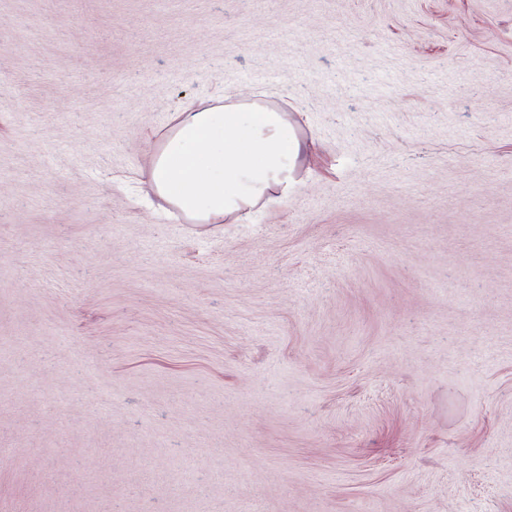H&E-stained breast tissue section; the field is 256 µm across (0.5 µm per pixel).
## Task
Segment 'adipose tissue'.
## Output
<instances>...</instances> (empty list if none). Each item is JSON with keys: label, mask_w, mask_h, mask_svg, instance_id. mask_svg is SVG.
Returning <instances> with one entry per match:
<instances>
[{"label": "adipose tissue", "mask_w": 512, "mask_h": 512, "mask_svg": "<svg viewBox=\"0 0 512 512\" xmlns=\"http://www.w3.org/2000/svg\"><path fill=\"white\" fill-rule=\"evenodd\" d=\"M302 150L284 113L228 93L223 103L178 113L149 182L192 223L244 221L270 192L294 187Z\"/></svg>", "instance_id": "obj_1"}]
</instances>
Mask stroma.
Masks as SVG:
<instances>
[{"mask_svg": "<svg viewBox=\"0 0 512 512\" xmlns=\"http://www.w3.org/2000/svg\"><path fill=\"white\" fill-rule=\"evenodd\" d=\"M234 91L307 152L192 224ZM512 512V0H0V512ZM225 101L178 113L148 172L154 192L193 224L247 220L270 192L295 187L303 142L284 113L236 93Z\"/></svg>", "mask_w": 512, "mask_h": 512, "instance_id": "stroma-1", "label": "stroma"}]
</instances>
